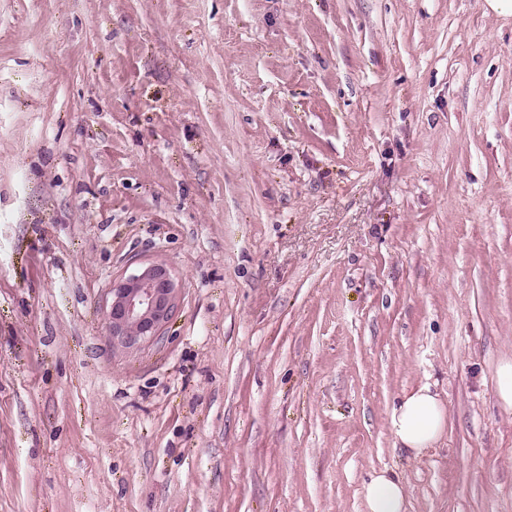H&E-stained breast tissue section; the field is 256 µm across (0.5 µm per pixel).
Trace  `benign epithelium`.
<instances>
[{"instance_id":"1","label":"benign epithelium","mask_w":512,"mask_h":512,"mask_svg":"<svg viewBox=\"0 0 512 512\" xmlns=\"http://www.w3.org/2000/svg\"><path fill=\"white\" fill-rule=\"evenodd\" d=\"M178 284L164 263L113 280L107 328L112 344L134 348L157 340L177 309Z\"/></svg>"}]
</instances>
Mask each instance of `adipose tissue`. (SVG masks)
<instances>
[{
    "instance_id": "1",
    "label": "adipose tissue",
    "mask_w": 512,
    "mask_h": 512,
    "mask_svg": "<svg viewBox=\"0 0 512 512\" xmlns=\"http://www.w3.org/2000/svg\"><path fill=\"white\" fill-rule=\"evenodd\" d=\"M445 424L444 403L427 385L404 393L388 418L396 446L415 458L439 443ZM405 505L406 487L394 472L379 471L364 487L365 512H405Z\"/></svg>"
}]
</instances>
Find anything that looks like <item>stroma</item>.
Returning a JSON list of instances; mask_svg holds the SVG:
<instances>
[{
  "label": "stroma",
  "mask_w": 512,
  "mask_h": 512,
  "mask_svg": "<svg viewBox=\"0 0 512 512\" xmlns=\"http://www.w3.org/2000/svg\"><path fill=\"white\" fill-rule=\"evenodd\" d=\"M164 262L163 337L113 279ZM512 16L0 0V512H512ZM447 410L409 459L408 390ZM178 284L164 263L113 280L107 328L112 344L134 348L157 340L177 309ZM445 424L444 403L428 385L404 393L388 418L395 445L414 458L435 448L443 437ZM406 487L387 469L379 471L364 486L365 512H406Z\"/></svg>",
  "instance_id": "stroma-1"
}]
</instances>
